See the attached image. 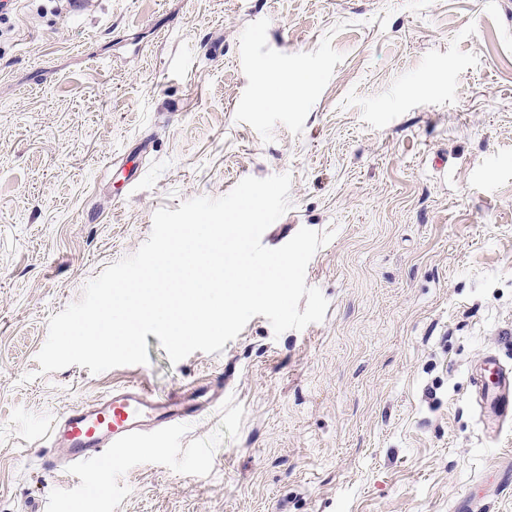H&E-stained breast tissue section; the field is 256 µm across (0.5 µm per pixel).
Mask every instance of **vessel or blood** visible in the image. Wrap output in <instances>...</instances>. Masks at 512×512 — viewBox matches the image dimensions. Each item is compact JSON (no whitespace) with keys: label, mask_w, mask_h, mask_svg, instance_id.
Segmentation results:
<instances>
[{"label":"vessel or blood","mask_w":512,"mask_h":512,"mask_svg":"<svg viewBox=\"0 0 512 512\" xmlns=\"http://www.w3.org/2000/svg\"><path fill=\"white\" fill-rule=\"evenodd\" d=\"M487 433L512 424V370L494 354L487 355L471 378ZM205 406L198 389L165 398L141 384L112 392L91 404H76L52 426L50 439L57 453L45 462L48 472L113 464L133 458L137 443L148 435L172 436L196 422Z\"/></svg>","instance_id":"obj_1"}]
</instances>
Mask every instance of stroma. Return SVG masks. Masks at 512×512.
Masks as SVG:
<instances>
[{"label": "stroma", "mask_w": 512, "mask_h": 512, "mask_svg": "<svg viewBox=\"0 0 512 512\" xmlns=\"http://www.w3.org/2000/svg\"><path fill=\"white\" fill-rule=\"evenodd\" d=\"M12 0L0 15V512H71L50 424L138 382L212 384L82 512H512V427L470 375L512 365V0ZM295 76L300 106L256 110ZM135 185L121 170L140 139ZM287 173L266 247L334 231L322 322L253 317L222 351L40 374L48 318L133 254L154 212ZM32 381H25V374ZM259 73L263 83L267 82H275L282 85L283 90L280 94L284 97L286 103L288 104V92L290 93V101L294 106H299L302 102L301 95L297 89V78L289 75L288 78L282 77L275 73L267 71L264 67H259Z\"/></svg>", "instance_id": "35a3bbf8"}]
</instances>
